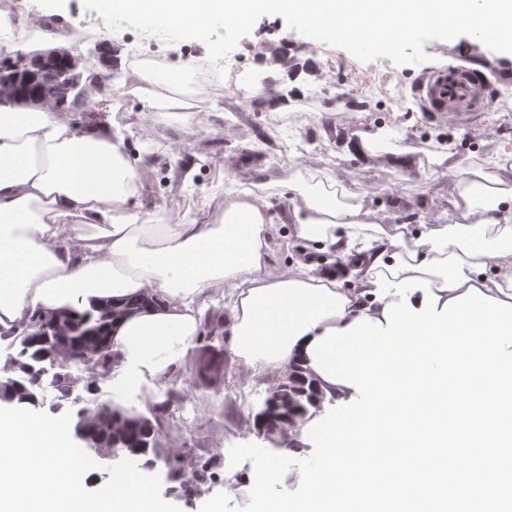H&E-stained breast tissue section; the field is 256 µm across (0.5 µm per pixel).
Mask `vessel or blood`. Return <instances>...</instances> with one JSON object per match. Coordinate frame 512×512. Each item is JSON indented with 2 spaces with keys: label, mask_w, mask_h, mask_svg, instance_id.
Instances as JSON below:
<instances>
[{
  "label": "vessel or blood",
  "mask_w": 512,
  "mask_h": 512,
  "mask_svg": "<svg viewBox=\"0 0 512 512\" xmlns=\"http://www.w3.org/2000/svg\"><path fill=\"white\" fill-rule=\"evenodd\" d=\"M417 90L431 111L452 122L488 107L491 101L486 80L461 65L449 66L422 79Z\"/></svg>",
  "instance_id": "vessel-or-blood-1"
}]
</instances>
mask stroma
I'll use <instances>...</instances> for the list:
<instances>
[{"label":"stroma","instance_id":"stroma-1","mask_svg":"<svg viewBox=\"0 0 512 512\" xmlns=\"http://www.w3.org/2000/svg\"><path fill=\"white\" fill-rule=\"evenodd\" d=\"M16 3V12L0 26L1 44L13 51L39 50L43 37L24 41L15 37L37 16L49 30L69 37L72 50L88 57L92 70L103 71L95 42L83 40L81 29L82 23L97 24L101 18L96 11L85 10L83 0ZM131 35V30L125 29L105 38L118 63L112 68L110 92L101 98L103 111L94 122L107 130L113 121H121L129 155L150 156L151 175L135 202L136 211L144 218L182 223L197 213L190 204L192 196L220 199L231 188L263 190L273 211L280 212L290 206L285 192L290 176L332 171L347 188L365 192L368 205L384 222L431 224L446 220L438 201L456 182L452 172L432 164V156L449 149L464 164L478 166L495 155L512 153V75L502 72L508 56L469 36L450 43H426L429 59L420 64L397 65L387 58L363 62L343 48L315 44L288 30L283 17L266 15L229 55L247 81L246 93L208 74L190 108L176 106L164 113L123 93L131 66ZM285 42L299 66L292 78L286 72L258 66L253 55L256 45L276 51ZM149 43L150 53L170 57L179 71L192 65L203 67L207 58L205 45L196 40L169 44L154 36ZM452 58L483 73L494 99L490 109L457 124L426 111L416 92L421 78L447 66ZM265 78L276 91H294V99L277 110L255 107ZM369 81L375 90L362 96ZM380 130L389 134L381 154L363 156L354 150L359 134ZM301 138L309 142L303 152L294 148ZM273 153L280 154L279 162L270 161ZM182 164L194 167L192 182H182L178 174ZM269 240L271 273H285L300 262L321 268L326 265L324 253L306 252L291 225H270ZM198 357V347H191L157 397L131 396L126 407L146 415L153 402L167 400L169 391L183 394V403L161 424L160 450L167 454L178 449L205 459L219 456L221 479L205 484L206 494L212 495L223 490L222 479L231 473V446L252 442L274 448L273 440L257 435L250 425L262 411L271 386L250 377L228 354L224 357L223 389L199 388Z\"/></svg>","mask_w":512,"mask_h":512}]
</instances>
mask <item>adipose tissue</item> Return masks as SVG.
Returning <instances> with one entry per match:
<instances>
[{
  "mask_svg": "<svg viewBox=\"0 0 512 512\" xmlns=\"http://www.w3.org/2000/svg\"><path fill=\"white\" fill-rule=\"evenodd\" d=\"M439 159L458 173L446 223H384L364 194H331L338 179L329 173L290 181L292 207L281 215L263 195L232 191L189 222L155 224L133 209L150 170L130 158L122 134L83 130L67 107H0V333L36 311L54 318L112 305L124 312L110 332L112 384L142 394L197 340L211 289L230 286L235 360L251 376L278 384L299 375L314 389L306 413L275 432L280 450L298 451L326 401L355 394L321 376L307 349L327 329L382 319L377 273L424 278L444 301L474 286L512 303V155L478 167L450 152ZM272 224L292 225L317 250L360 256L356 285L302 263L270 274ZM135 299L142 308L126 311Z\"/></svg>",
  "mask_w": 512,
  "mask_h": 512,
  "instance_id": "1",
  "label": "adipose tissue"
}]
</instances>
